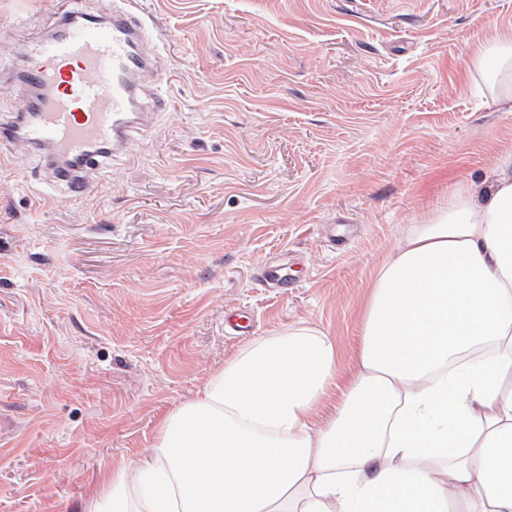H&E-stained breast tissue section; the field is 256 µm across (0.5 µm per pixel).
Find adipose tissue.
Masks as SVG:
<instances>
[{"instance_id": "1", "label": "adipose tissue", "mask_w": 512, "mask_h": 512, "mask_svg": "<svg viewBox=\"0 0 512 512\" xmlns=\"http://www.w3.org/2000/svg\"><path fill=\"white\" fill-rule=\"evenodd\" d=\"M512 112V24L467 62ZM302 323L253 337L179 403L83 512H512V150L402 225L376 268L355 363Z\"/></svg>"}]
</instances>
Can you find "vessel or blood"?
Wrapping results in <instances>:
<instances>
[{
    "label": "vessel or blood",
    "mask_w": 512,
    "mask_h": 512,
    "mask_svg": "<svg viewBox=\"0 0 512 512\" xmlns=\"http://www.w3.org/2000/svg\"><path fill=\"white\" fill-rule=\"evenodd\" d=\"M118 2L108 21L72 16L55 35L23 44L21 122L0 125L1 140L60 160L54 178L77 199L93 171L123 155L168 105L140 80L159 58L156 34L137 0Z\"/></svg>",
    "instance_id": "obj_1"
}]
</instances>
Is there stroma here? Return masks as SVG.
<instances>
[{"label": "stroma", "instance_id": "stroma-1", "mask_svg": "<svg viewBox=\"0 0 512 512\" xmlns=\"http://www.w3.org/2000/svg\"><path fill=\"white\" fill-rule=\"evenodd\" d=\"M0 0V72L58 11ZM169 100L81 199L0 143V512H83L110 464L251 337L308 322L354 361L400 227L512 149L468 90L512 0H139Z\"/></svg>", "mask_w": 512, "mask_h": 512}]
</instances>
